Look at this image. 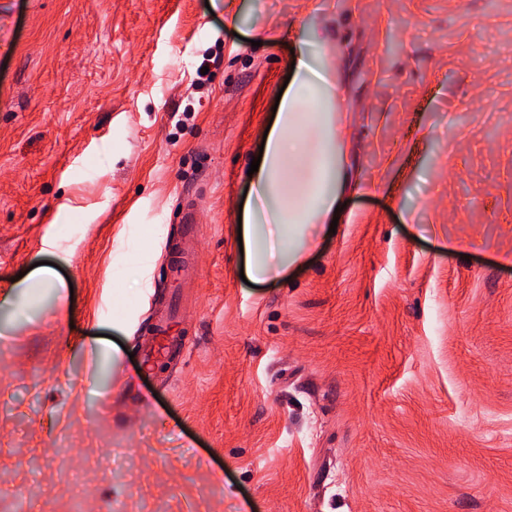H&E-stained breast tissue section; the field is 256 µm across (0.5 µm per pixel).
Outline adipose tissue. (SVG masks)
<instances>
[{"mask_svg":"<svg viewBox=\"0 0 512 512\" xmlns=\"http://www.w3.org/2000/svg\"><path fill=\"white\" fill-rule=\"evenodd\" d=\"M294 68L268 129L242 242L249 278L283 277L312 247L335 216L346 187L340 86L326 42L314 29L293 42Z\"/></svg>","mask_w":512,"mask_h":512,"instance_id":"ef3b65f1","label":"adipose tissue"}]
</instances>
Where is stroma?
Wrapping results in <instances>:
<instances>
[{
  "label": "stroma",
  "instance_id": "1",
  "mask_svg": "<svg viewBox=\"0 0 512 512\" xmlns=\"http://www.w3.org/2000/svg\"><path fill=\"white\" fill-rule=\"evenodd\" d=\"M305 27L348 188L251 287L239 206ZM43 261L75 318L0 306V512H512V0H0V287ZM175 288L194 344L151 369ZM187 214L184 215L182 221L183 224H187V229L177 250L175 271L183 280H192L196 275L192 260L200 249L201 239L194 230L195 225L188 221Z\"/></svg>",
  "mask_w": 512,
  "mask_h": 512
}]
</instances>
